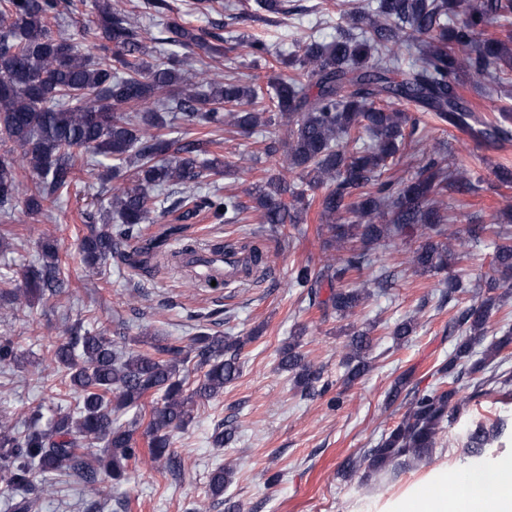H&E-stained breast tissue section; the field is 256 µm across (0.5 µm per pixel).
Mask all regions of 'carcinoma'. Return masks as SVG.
<instances>
[{
  "label": "carcinoma",
  "instance_id": "carcinoma-1",
  "mask_svg": "<svg viewBox=\"0 0 512 512\" xmlns=\"http://www.w3.org/2000/svg\"><path fill=\"white\" fill-rule=\"evenodd\" d=\"M61 0H0V208L20 205L29 214L48 210L77 182L80 155L111 161L100 178L111 184L103 216L85 214L78 253L85 271L101 273L109 261L125 258L122 246L142 238L153 222L159 193H179L170 208L187 220L200 213L229 220L251 209L259 223L278 230L298 227L312 203L331 236L325 248L343 251L319 268L295 269L297 285L311 288L317 300L322 284L335 285L320 301L341 317L355 312L368 297L362 288L342 283L368 262V252L402 236L420 233V244L408 263L417 270L443 271L458 256L456 248L479 238L482 224L460 234L448 228L441 196L448 191L475 193L463 171L443 167L445 143L429 149L412 139L422 118L431 113L443 124L465 132L478 145L512 140V116L488 122L459 92L470 84L489 93L512 80V0H370L343 17L329 42L310 39L296 54L277 58L283 72L266 84L253 77L242 84L220 80L207 70L190 72L187 58L197 49L217 62L226 56L224 37L212 31L168 20L158 42L177 47L164 59L154 56L148 38L112 0H92L90 16L75 35L54 33L50 19ZM294 0H255L259 12L284 18L299 11ZM500 27L498 35L486 34ZM239 45L251 61L267 60V43L255 36ZM200 136L167 137L166 115ZM249 134L261 126L286 128L288 139L281 170L248 191L252 206L236 195H200L194 188L223 173V161L211 155L209 134L224 124ZM421 162L407 179L386 176L400 158ZM134 170L133 178L125 170ZM29 174L31 184L21 181ZM315 196L306 198L307 192ZM351 238L360 245L346 246ZM493 266L496 276L485 284L480 301L465 308L455 326L464 336L437 374L453 386L410 392L406 414L360 462L371 471L400 470L410 460H423L438 444L445 421L462 399L455 386L504 350L511 339L491 343L470 367L465 362L488 335V324L503 295L512 288V236H500ZM224 250L244 254L250 273L265 258L256 245L228 243ZM71 287L58 246L40 244L38 261L23 280L0 279V304L27 305L46 295L58 300ZM251 336H224L200 330L180 345L149 330L139 342L150 353L126 350V338L93 333L76 320L49 350L64 372V382L79 393L76 407L53 412L42 423L36 407L24 416V429L0 421V477L14 493L13 512H31L37 499L54 494L52 474L61 470L87 484L97 471L82 448L103 444L97 464L112 479L126 475L128 463L146 455L157 471L177 466L172 435L193 420L198 402L224 391L239 373V355ZM299 340L280 352L279 366L292 374L304 394L316 389L321 370L305 360ZM368 332L356 331L345 356L346 376L355 380L369 371ZM200 372L189 385V364ZM152 397L148 413L120 422L122 410ZM147 450L137 448L140 427ZM507 429L501 418L470 430L464 448L479 453ZM234 421L218 425L214 442L230 443ZM231 472L217 468L210 479L214 499L224 497Z\"/></svg>",
  "mask_w": 512,
  "mask_h": 512
}]
</instances>
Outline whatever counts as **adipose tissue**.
Masks as SVG:
<instances>
[{
	"label": "adipose tissue",
	"mask_w": 512,
	"mask_h": 512,
	"mask_svg": "<svg viewBox=\"0 0 512 512\" xmlns=\"http://www.w3.org/2000/svg\"><path fill=\"white\" fill-rule=\"evenodd\" d=\"M395 512H512V490L462 474L440 478L426 492L400 502Z\"/></svg>",
	"instance_id": "1"
}]
</instances>
